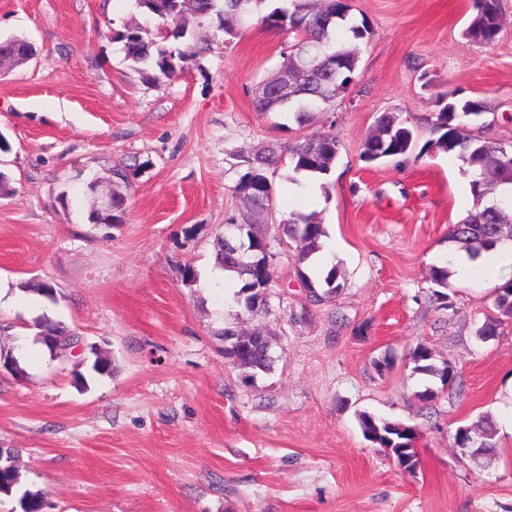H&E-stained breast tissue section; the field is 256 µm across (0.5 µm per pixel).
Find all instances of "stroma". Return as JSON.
Returning <instances> with one entry per match:
<instances>
[{"label":"stroma","instance_id":"35a3bbf8","mask_svg":"<svg viewBox=\"0 0 512 512\" xmlns=\"http://www.w3.org/2000/svg\"><path fill=\"white\" fill-rule=\"evenodd\" d=\"M350 5L373 29L357 80L300 127L253 107L256 85L283 62L281 31L254 24L153 85L114 38L133 0H0V39L37 50L0 67V172L11 189L0 196V286L56 289L0 309V350L36 335L44 316L81 341L21 358L22 375L0 370V448L17 449L19 474L0 512H22L27 491L43 512H512V321L476 336L492 298L478 278L449 280L447 308L429 300L448 228L473 207L468 178L443 152L360 159L384 112L429 140L436 96L449 90L488 104L476 134L512 138V0H501L491 46L462 35L472 0ZM328 128L339 140L329 195L297 192L282 167L275 217L318 212L345 286L308 307L298 266L269 229L276 278L262 324L276 363L247 383L216 334L237 312L214 253L239 204V157ZM123 161L134 169L120 222L89 223L88 182H108ZM66 191L76 200L63 203ZM420 342L459 373L457 394L430 410L417 395L440 382L408 359ZM94 346L111 374L94 370ZM364 410L418 426L415 472L364 438ZM483 415L497 446L474 458L454 434Z\"/></svg>","mask_w":512,"mask_h":512}]
</instances>
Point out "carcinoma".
<instances>
[{
    "label": "carcinoma",
    "instance_id": "carcinoma-1",
    "mask_svg": "<svg viewBox=\"0 0 512 512\" xmlns=\"http://www.w3.org/2000/svg\"><path fill=\"white\" fill-rule=\"evenodd\" d=\"M267 0H135V8L142 10L144 22L134 19L123 24L116 33L123 42L125 58L139 67L146 81L153 84L174 78L180 63L188 58L204 57L212 50L213 40L198 38L188 33L183 19L192 17L224 35V40L240 36L252 20L287 33L293 38L289 44V62L307 66L313 78L295 85L288 91V100L271 93L254 99L255 111L262 115L288 109L300 127L314 119L317 112H327L340 98L338 88L355 80L352 70L359 60L361 45L369 42L372 29L367 20L355 21L351 9L336 12L332 4L321 8L316 0H286L288 5L262 13ZM474 13L463 30V37L480 45H492L500 31L502 17L499 0H473ZM437 112L428 119L434 138L427 141L424 150L441 151L455 156L470 176L469 188L474 207L467 216L452 225L448 241L455 250H463L471 259L481 251L497 244L512 242V224L505 222V210L512 208V164L502 161L500 146H491L469 127L467 118L488 112L481 100L458 99L455 93L440 94L436 98ZM417 137L408 122L384 112L375 121L374 129L365 138L361 160L384 161L405 157L415 148ZM339 141L327 130L305 135L286 146L269 144L253 153L241 156L247 169L261 166L281 168L289 163L295 173L309 177L326 176L336 162ZM130 165L112 167L111 178L118 180L120 198L126 199L129 187L127 171ZM283 226L293 257L302 267L314 255L323 251L328 233L318 214L295 213L279 222ZM239 238L222 239L218 243L216 262L225 271L241 276L242 286L229 295L241 314L251 320L264 317L269 310L268 289L276 277L275 264L265 269L263 279L252 268L239 270L232 260L231 247ZM307 290L309 304L318 306L336 297L344 288L340 266L333 265L322 278H313L299 272ZM451 272L448 267H436L431 282L436 286L432 301L448 306V287ZM512 319V280L494 289L492 309L477 329L480 338L499 334L504 321ZM38 336L53 354H63L76 347L79 337L59 322L45 319L39 324ZM224 337V358L232 366L253 380L259 373L273 369L272 336L262 328L250 332L238 330L232 323L220 331ZM410 360L417 373L435 376L441 387L426 388L417 395L422 407L429 409L442 394L452 396L457 386L458 373L449 361L436 362L432 349L419 343L410 352ZM364 438L383 449L401 469L413 472L418 466L414 442L419 429L415 425L393 422L368 412L358 416ZM495 426L491 417L484 416L474 426L460 427L454 436L458 447L468 446L476 454L496 447Z\"/></svg>",
    "mask_w": 512,
    "mask_h": 512
}]
</instances>
